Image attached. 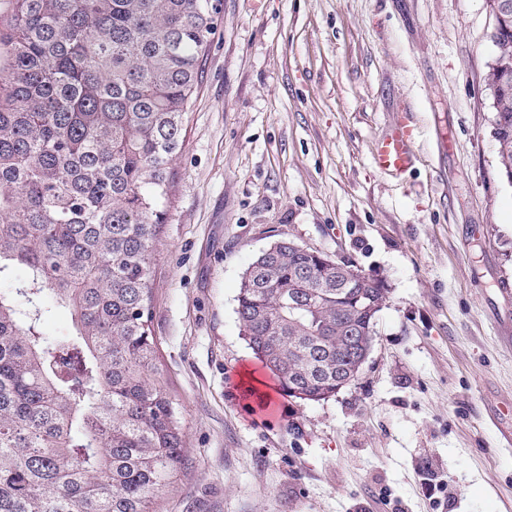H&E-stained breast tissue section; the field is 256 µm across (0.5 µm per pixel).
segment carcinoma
<instances>
[{
  "mask_svg": "<svg viewBox=\"0 0 512 512\" xmlns=\"http://www.w3.org/2000/svg\"><path fill=\"white\" fill-rule=\"evenodd\" d=\"M0 20V512H157L183 430L157 363L153 261L218 0H10ZM512 179V78L494 112ZM76 332L43 335L44 295ZM388 289L283 239L242 276L237 314L285 394L331 396Z\"/></svg>",
  "mask_w": 512,
  "mask_h": 512,
  "instance_id": "obj_1",
  "label": "carcinoma"
}]
</instances>
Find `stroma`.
I'll return each mask as SVG.
<instances>
[{
    "label": "stroma",
    "instance_id": "35a3bbf8",
    "mask_svg": "<svg viewBox=\"0 0 512 512\" xmlns=\"http://www.w3.org/2000/svg\"><path fill=\"white\" fill-rule=\"evenodd\" d=\"M492 30L484 0H220L154 259L151 330L184 430L160 512H512ZM402 111L420 161L379 171ZM280 239L388 290L358 381L318 402L280 390L236 313ZM268 396L269 421L249 408Z\"/></svg>",
    "mask_w": 512,
    "mask_h": 512
}]
</instances>
